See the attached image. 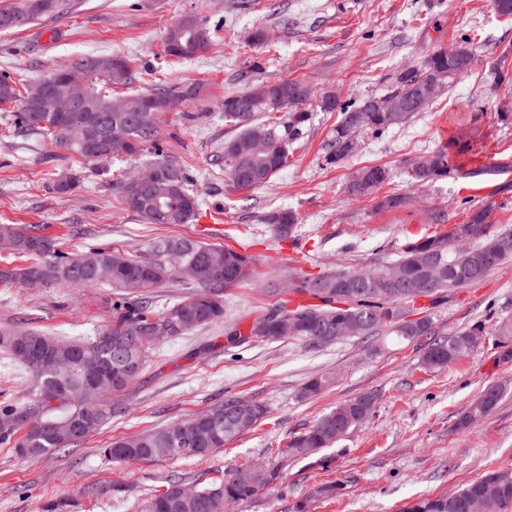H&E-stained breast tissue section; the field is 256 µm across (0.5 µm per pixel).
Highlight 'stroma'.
Listing matches in <instances>:
<instances>
[{
    "mask_svg": "<svg viewBox=\"0 0 512 512\" xmlns=\"http://www.w3.org/2000/svg\"><path fill=\"white\" fill-rule=\"evenodd\" d=\"M202 16L210 29L207 49L191 61L164 53V33L184 16ZM270 29L267 43L257 32ZM476 45L468 76L447 86L426 109L381 134H357V147L340 165L325 161L341 111L391 92L392 77L419 68L434 51L464 39ZM131 60L134 77L125 93L154 86L195 84L206 109L195 121L161 129L165 155L186 173L202 206L187 224H147L119 199L121 174L147 164V157L117 158L105 167L75 170L71 159L36 133L15 130L0 109V224H41L65 251L116 247L137 257L153 241L186 237L216 245H245L255 273L224 293L223 322L160 342L128 391L113 397L111 420L81 445L36 458L0 446V512H40L51 500L69 512H143L151 493L168 481L208 482L225 470L273 462L292 436L337 404L372 392L374 413L334 447L288 471L285 499L268 496L238 504L233 512H285L306 501L307 512H400L421 495L460 489L483 474L512 466V340H488L443 370L422 363L417 343L393 337H346L318 346L285 338L229 345L225 325H248L271 307L267 293L291 266L310 273L353 268L397 258L409 240L448 233L466 223L478 201L495 203L493 229H512V172L486 173V166L512 161V83L497 85V64L512 70V20L499 16L494 0H71L63 11L14 32H0V74L32 85L51 69L86 55ZM297 80L311 90V119L289 165L257 188L232 186L224 169V143L236 130L224 121L225 96L260 80ZM332 94L333 112L318 102ZM470 131L472 151L453 165L477 177L451 176L418 183L412 163L425 152ZM385 165L391 178L360 198L346 192L349 175ZM78 175L67 193L51 179ZM489 187L484 199L465 198L467 185ZM390 195L407 207L382 208ZM295 210L294 242L277 239L267 214ZM113 290L27 287L0 283V326L39 330L66 340L96 336L112 320ZM444 335L478 321L512 318V261L483 281L450 291L431 308ZM332 384L304 399L311 377ZM508 393L488 415L458 429L460 417L486 386ZM263 402L267 418L254 430L204 458L115 463L104 459L109 442L192 418L225 397ZM33 397L29 373L0 351V401L23 404ZM339 484L336 496L314 488Z\"/></svg>",
    "mask_w": 512,
    "mask_h": 512,
    "instance_id": "obj_1",
    "label": "stroma"
}]
</instances>
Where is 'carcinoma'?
<instances>
[{"mask_svg":"<svg viewBox=\"0 0 512 512\" xmlns=\"http://www.w3.org/2000/svg\"><path fill=\"white\" fill-rule=\"evenodd\" d=\"M27 0H12L0 6V32L18 30L44 15L58 12L65 0H49V7L36 14L26 10ZM210 30L198 15H189L172 25L164 38V51L176 59L188 60L206 49ZM474 60L472 42L457 46V57L443 51L430 55L420 68L402 71L394 78L393 95L403 103L400 112H377L370 100L342 112L330 141L326 161L340 164L350 153V138L360 132L381 134L401 125L427 104L411 98L418 81L441 78L448 84L468 74ZM81 68L88 76L87 95L94 112H30L28 88H19L7 75L0 76V105L19 103L13 115L19 130L40 133L52 144L75 157L80 167L93 163L83 148L88 130L100 138V146L114 158L136 154L151 155V164L162 168L150 192L142 194L137 176L126 175L116 182L121 200L148 224H187L197 216L198 196L188 189L187 178L157 142L159 130L176 121L191 122L194 112L176 113L173 108L186 102H198L195 85L156 84L141 92L117 98L112 87L132 81L129 62L118 55H90L61 65L44 78ZM276 80L256 83L244 91L224 97V121L239 133L224 143V168L232 184L248 189L265 184L275 173L288 167L289 147L303 135L311 119L307 100L291 98L288 104L273 109L268 100L275 94ZM154 98L155 110L135 112L144 97ZM249 97L250 112H238V98ZM288 112V121L280 122L275 113ZM123 128L133 140L115 145L109 140L113 128ZM457 172L451 164L448 146L430 151L413 164L411 177L417 182H434ZM390 171L383 165L355 170L346 187L351 197H362L381 187ZM496 205L487 203L470 207L466 230L422 237L407 242L397 260L389 264L352 269H326L316 274L291 267L286 286L273 292L291 297L303 296L313 302L288 306L279 300L263 314L266 331L257 334L252 326L230 328L227 341L237 344L251 336L261 340L288 337L305 339L312 344L336 340V328L349 336L393 335L399 342L425 337L423 363L441 370L472 351L478 340L490 336L496 340L512 338V319L486 326L479 321L444 338H435L432 318L405 319V307H413L419 298L430 299L434 306L447 298V292L472 284L473 276L489 275L512 259V230L491 229L490 215ZM265 223L280 240L293 236L299 217L293 210L268 214ZM0 248L18 257L32 259L26 266L0 267V282L29 281L70 286H95L103 282L117 291L112 301V323L89 341H66L23 328L0 331V349L7 352L32 376L35 398L18 407L0 404V445L13 449L28 448L42 456L62 448L76 446L86 435L76 433L73 423L100 417H112V395L119 394L140 376L157 336H181L224 319V289L250 276L254 269L252 255L244 250L220 247L186 238H164L151 248L149 258H132L117 248H95L80 253L61 249L52 237L43 235L39 224L20 227L0 224ZM182 272L197 283L199 291L181 298L173 306L157 311L150 294L176 275L171 259ZM109 273L106 279L100 274ZM331 385L330 378L315 376L302 388V397L320 395ZM506 387H486L469 412L460 420L466 427L490 413L501 400ZM377 397L372 393L357 395L323 415L304 432L290 438L277 460L256 467L260 480L251 482L227 470L220 479L196 486L192 494L183 492L181 480H171L164 491L147 499L144 512H227L234 504L250 501L261 492L281 496V488L291 464L305 460L319 450L333 447L352 428L364 423L374 412ZM29 409L42 412L43 425L21 431L15 419ZM261 402L227 397L198 415L193 432H182L177 424L124 437L101 449L111 462L204 458L221 450L238 436L255 428L267 417ZM512 505V468L492 471L469 482L451 495L421 496L405 506L403 512H502Z\"/></svg>","mask_w":512,"mask_h":512,"instance_id":"carcinoma-1","label":"carcinoma"}]
</instances>
